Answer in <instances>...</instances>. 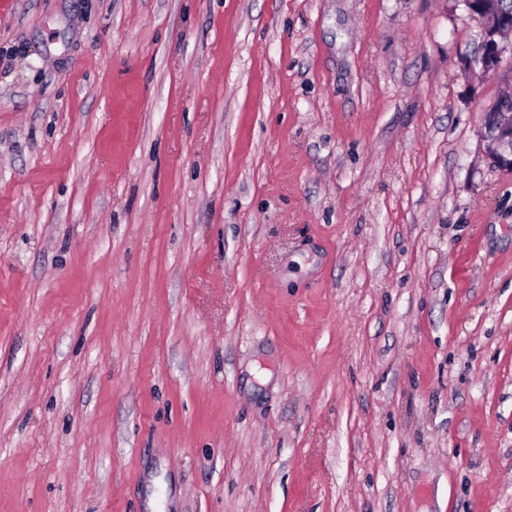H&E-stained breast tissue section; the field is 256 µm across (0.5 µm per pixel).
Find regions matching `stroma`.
I'll return each mask as SVG.
<instances>
[{"label":"stroma","mask_w":512,"mask_h":512,"mask_svg":"<svg viewBox=\"0 0 512 512\" xmlns=\"http://www.w3.org/2000/svg\"><path fill=\"white\" fill-rule=\"evenodd\" d=\"M463 0H0V512H512V92ZM502 109L497 105L483 116L482 136L494 142L496 148L492 155L494 163L500 168L512 171V121L502 119Z\"/></svg>","instance_id":"stroma-1"}]
</instances>
